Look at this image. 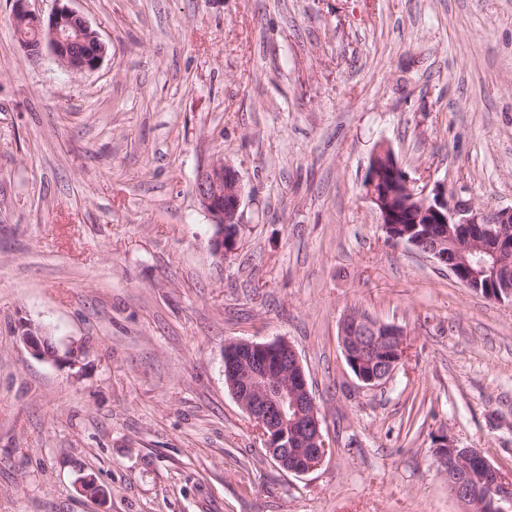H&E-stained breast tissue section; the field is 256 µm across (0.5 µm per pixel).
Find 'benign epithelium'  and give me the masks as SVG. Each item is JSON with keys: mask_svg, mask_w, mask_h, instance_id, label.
Listing matches in <instances>:
<instances>
[{"mask_svg": "<svg viewBox=\"0 0 512 512\" xmlns=\"http://www.w3.org/2000/svg\"><path fill=\"white\" fill-rule=\"evenodd\" d=\"M14 22L23 49L31 53L48 47L56 60L73 72L99 67L105 47L100 41L76 47L74 35L91 29L76 11L62 6L46 18L29 13L26 0H14ZM195 191L211 217L212 249L230 254L237 248L243 188L236 170L217 160L198 172ZM366 195L379 213L385 229L401 220L391 206L397 196L414 204L416 224H436L428 235L425 254L435 259L463 285L483 297L500 301L496 287L502 271H512V207L495 212L494 218L440 186L428 191L408 174L391 185L378 167L368 171ZM20 339L30 354L54 365L74 366L78 351L60 349L45 328L25 323ZM340 343L353 375L367 387L385 383L407 354L404 329L394 323L373 320L359 312L348 313L340 325ZM224 379L237 403L254 423L269 456L288 473L302 475L322 466L331 453L322 430L320 410L309 391L305 371L295 347L285 339L267 343L236 340L224 347ZM436 447L440 466L448 474L453 493L470 502L475 512H504L512 503V477L497 469L481 453L458 451L453 439L443 435ZM79 492L91 499L103 498L102 487L91 476L78 479Z\"/></svg>", "mask_w": 512, "mask_h": 512, "instance_id": "7a95c632", "label": "benign epithelium"}]
</instances>
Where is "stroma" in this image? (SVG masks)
Listing matches in <instances>:
<instances>
[{
    "mask_svg": "<svg viewBox=\"0 0 512 512\" xmlns=\"http://www.w3.org/2000/svg\"><path fill=\"white\" fill-rule=\"evenodd\" d=\"M67 5L94 71L26 53L0 0V512H467L443 434L512 474V303L388 239L364 188L384 142L418 185L512 207V0ZM216 159L243 187L229 255L194 190ZM353 310L407 333L375 388ZM26 320L78 365L34 358ZM280 338L332 445L304 475L224 382L227 342Z\"/></svg>",
    "mask_w": 512,
    "mask_h": 512,
    "instance_id": "obj_1",
    "label": "stroma"
}]
</instances>
